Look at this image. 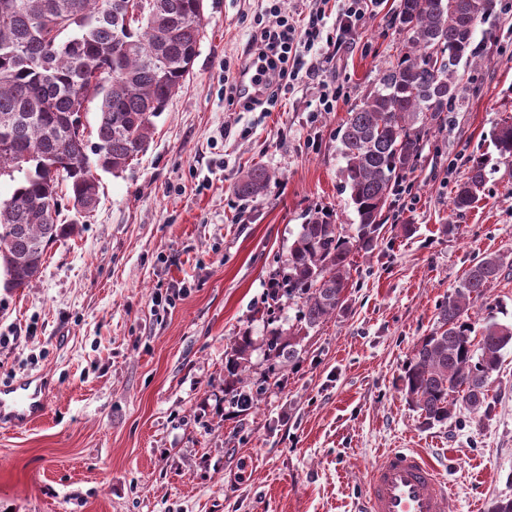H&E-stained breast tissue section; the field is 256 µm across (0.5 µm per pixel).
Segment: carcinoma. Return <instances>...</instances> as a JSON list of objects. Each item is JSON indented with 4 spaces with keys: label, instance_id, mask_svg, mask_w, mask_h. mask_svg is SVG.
<instances>
[{
    "label": "carcinoma",
    "instance_id": "obj_1",
    "mask_svg": "<svg viewBox=\"0 0 512 512\" xmlns=\"http://www.w3.org/2000/svg\"><path fill=\"white\" fill-rule=\"evenodd\" d=\"M0 0V178L16 182L0 200V285L30 288L47 251L78 233L59 224V191L76 212L92 213L98 185L92 169L116 173L143 154L154 118L190 76L203 28L204 0ZM493 0H399L403 50L374 89L350 113L341 136L345 187L357 213L354 234L320 216L301 226L271 296L299 304L298 324L274 327L262 341L234 338L225 365L224 401L245 412L267 381L250 379L251 355L285 367L300 360L302 334L336 315L347 299L350 256L378 246L399 183L412 174L430 133L448 123L459 66L475 57L473 35ZM94 89L99 104L94 136L79 123V96ZM497 162H512V123L493 132ZM489 160L471 162L450 200L468 210L484 190ZM272 179L253 165L234 192L262 195ZM512 267L509 255L475 259L465 278L437 307L433 330L414 345L401 377L406 400L425 423L448 421L457 405L474 415L492 410L489 380L512 347V322L492 315L475 332L471 309Z\"/></svg>",
    "mask_w": 512,
    "mask_h": 512
}]
</instances>
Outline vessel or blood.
<instances>
[{
    "mask_svg": "<svg viewBox=\"0 0 512 512\" xmlns=\"http://www.w3.org/2000/svg\"><path fill=\"white\" fill-rule=\"evenodd\" d=\"M48 408V394L31 380L0 385V421L30 425ZM365 512H448V486L424 454L393 448L368 471Z\"/></svg>",
    "mask_w": 512,
    "mask_h": 512,
    "instance_id": "vessel-or-blood-1",
    "label": "vessel or blood"
}]
</instances>
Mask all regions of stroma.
Instances as JSON below:
<instances>
[{
    "label": "stroma",
    "mask_w": 512,
    "mask_h": 512,
    "mask_svg": "<svg viewBox=\"0 0 512 512\" xmlns=\"http://www.w3.org/2000/svg\"><path fill=\"white\" fill-rule=\"evenodd\" d=\"M397 3L384 0L327 64L335 111L303 80L248 112L224 78L248 65L268 2L204 0L192 73L146 152L122 172L95 170L89 217L62 205L60 223L81 230L49 249L34 287H0V384L36 377L49 390L38 422H0V512H362L368 470L390 448L435 464L451 512L512 498V348L487 416L460 407L426 425L400 381L473 259L512 252V167L489 172L474 208H449L471 159L494 155V130L512 121V0L477 25L478 54L408 177L411 197L394 203L378 248L351 257L344 309L305 336L299 364L274 371L253 352L251 378L269 383L256 408L224 401L234 337L296 322V302L270 308L267 284L302 224L317 209L358 221L340 137L402 45ZM255 163L273 179L239 197ZM157 292L168 302L154 305ZM490 312L512 321V269L472 318Z\"/></svg>",
    "instance_id": "1"
}]
</instances>
